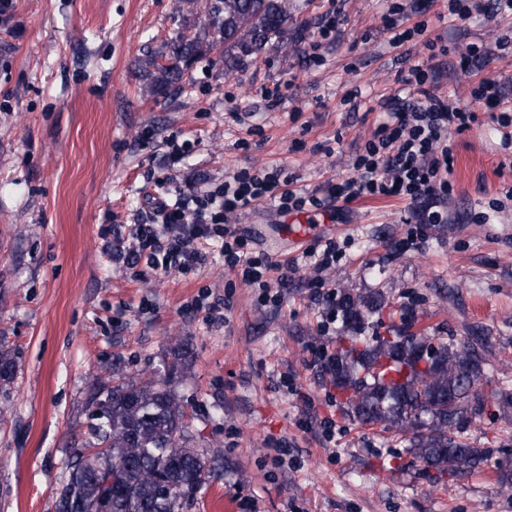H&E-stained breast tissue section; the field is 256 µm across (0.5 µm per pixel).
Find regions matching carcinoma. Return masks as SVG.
<instances>
[{
    "label": "carcinoma",
    "mask_w": 512,
    "mask_h": 512,
    "mask_svg": "<svg viewBox=\"0 0 512 512\" xmlns=\"http://www.w3.org/2000/svg\"><path fill=\"white\" fill-rule=\"evenodd\" d=\"M204 19L194 33L170 39L141 61L143 88L152 97L184 92L191 67L218 57L224 71L244 56L288 44V13L281 0H199ZM336 311L331 367L322 370L330 399L361 425L401 436L407 462L432 488L470 475L491 459L487 448L463 442V425L484 401L475 390L487 364L485 339L463 343L392 327L383 336L374 316L389 303L377 290L342 288ZM16 370L12 350L0 342V384ZM89 439L65 461L68 479L56 512H184L208 483V452L194 445L187 415L165 382L112 372L89 399Z\"/></svg>",
    "instance_id": "carcinoma-1"
}]
</instances>
